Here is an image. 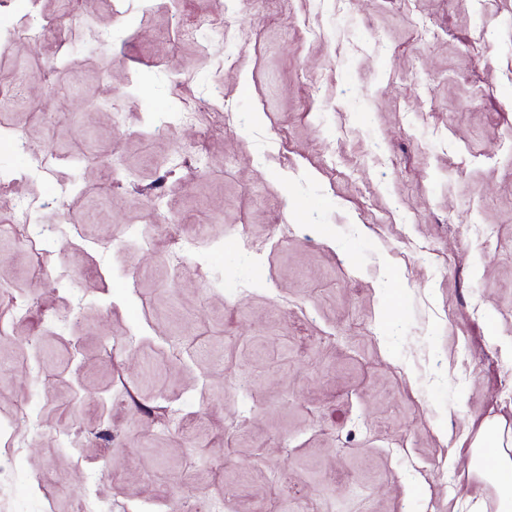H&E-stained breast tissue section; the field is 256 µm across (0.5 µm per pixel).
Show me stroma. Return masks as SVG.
<instances>
[{
	"instance_id": "1",
	"label": "stroma",
	"mask_w": 512,
	"mask_h": 512,
	"mask_svg": "<svg viewBox=\"0 0 512 512\" xmlns=\"http://www.w3.org/2000/svg\"><path fill=\"white\" fill-rule=\"evenodd\" d=\"M32 6L72 45H0L20 98L0 220L35 196L63 230L39 277L0 239V512L493 502L469 446L512 427V0H12L0 18ZM203 16L223 43L180 40ZM14 131L62 157L52 177ZM133 226L150 246L127 248ZM174 234L198 242L179 272Z\"/></svg>"
}]
</instances>
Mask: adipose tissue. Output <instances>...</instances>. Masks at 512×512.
Masks as SVG:
<instances>
[{
	"mask_svg": "<svg viewBox=\"0 0 512 512\" xmlns=\"http://www.w3.org/2000/svg\"><path fill=\"white\" fill-rule=\"evenodd\" d=\"M471 468L493 488L495 512H512V429L486 423L471 444Z\"/></svg>",
	"mask_w": 512,
	"mask_h": 512,
	"instance_id": "ef3b65f1",
	"label": "adipose tissue"
}]
</instances>
